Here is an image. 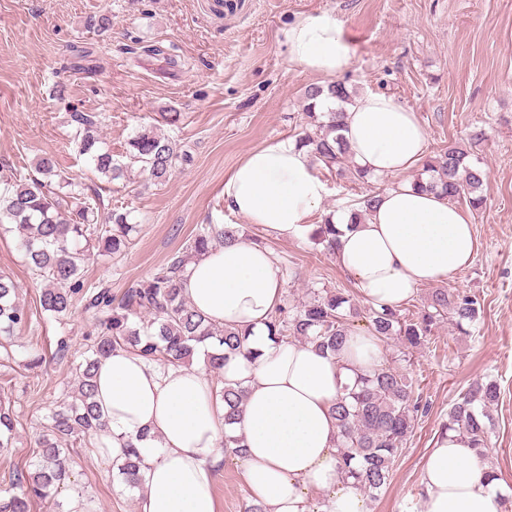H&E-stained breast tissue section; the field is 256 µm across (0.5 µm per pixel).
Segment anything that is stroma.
Segmentation results:
<instances>
[{
	"label": "stroma",
	"instance_id": "35a3bbf8",
	"mask_svg": "<svg viewBox=\"0 0 512 512\" xmlns=\"http://www.w3.org/2000/svg\"><path fill=\"white\" fill-rule=\"evenodd\" d=\"M322 10L336 16L351 45L344 81L360 92L393 95L415 111L430 154L485 135L478 152L488 200L470 215L478 251L444 282L478 296L481 310L469 335L444 322L420 347H387L386 358L409 375L428 411L418 417L386 490L368 505L371 512H416L423 464L450 406L474 380L491 379L500 399L484 463L501 472L508 490L503 512H512V0H0V178L32 177L37 158L49 154L63 176L99 194V217L113 209L128 213L137 226L134 246L91 261L83 272L89 288L121 295L213 223L242 227L246 238L273 251L285 302L323 288L354 294L349 275L311 238H276L224 205V180L244 155L305 130L302 97L317 78L290 62L284 31ZM101 14L111 16V27L90 28V18ZM136 40L163 43L170 55L129 54ZM76 110L102 117L101 138L114 157L140 127L152 125L178 140L190 159L147 190L107 181L73 141L69 115ZM317 174L326 195L315 224L393 183L323 168ZM0 273L17 284L30 315L0 340V399L11 402L17 420L13 453L0 457L4 484L27 467L51 410L71 392L95 314L80 303L60 323L41 313V285L16 233L1 229ZM61 338L69 345L63 357L56 353ZM34 348L45 362L29 370L26 352ZM69 466L62 505L80 494L93 499L97 512H135V495L111 459L78 447ZM213 493L218 512H247L251 501L233 455H226Z\"/></svg>",
	"mask_w": 512,
	"mask_h": 512
}]
</instances>
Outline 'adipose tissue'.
<instances>
[{"label":"adipose tissue","mask_w":512,"mask_h":512,"mask_svg":"<svg viewBox=\"0 0 512 512\" xmlns=\"http://www.w3.org/2000/svg\"><path fill=\"white\" fill-rule=\"evenodd\" d=\"M290 61L327 81L351 66V47L335 16L300 17L284 32ZM355 164L394 176L362 223L337 213L334 257L358 297L374 308L397 309L419 286L447 279L477 251L468 214L444 195L414 187L406 173L428 154L416 113L395 97L357 95L342 119ZM325 184L307 150L290 140L248 152L224 181L227 208L276 237L308 234ZM184 295L219 326L249 330L248 353L229 357L221 380L204 361L163 366L116 350L96 369L95 402L107 423L97 453L123 462L140 454L137 512H217L212 487L225 437L241 439V478L263 512H312L328 494L330 512H370L360 488L339 469L333 408L357 372L379 364L384 350L370 336L351 337L339 356L297 341L270 339L267 323L283 304L282 271L260 243L238 239L191 260ZM242 387L238 422L224 420L221 387ZM500 480L456 433L441 435L425 460L418 512H503Z\"/></svg>","instance_id":"adipose-tissue-1"}]
</instances>
